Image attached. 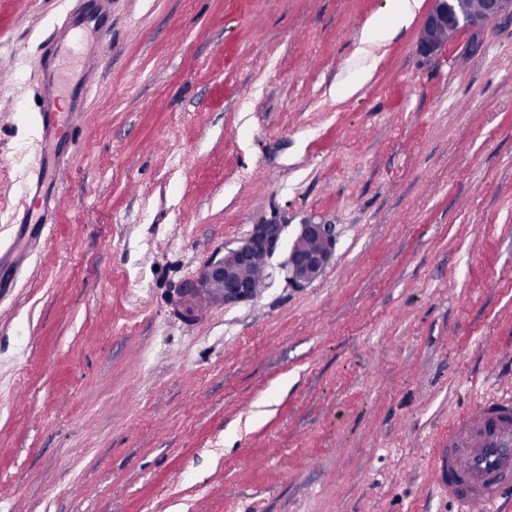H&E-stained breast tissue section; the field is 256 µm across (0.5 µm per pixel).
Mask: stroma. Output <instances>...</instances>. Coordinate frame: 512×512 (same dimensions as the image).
<instances>
[{
    "label": "stroma",
    "instance_id": "35a3bbf8",
    "mask_svg": "<svg viewBox=\"0 0 512 512\" xmlns=\"http://www.w3.org/2000/svg\"><path fill=\"white\" fill-rule=\"evenodd\" d=\"M389 0H0V512H455L448 428L512 384V19L436 58ZM95 14L78 32L73 14ZM94 72L66 157L50 43ZM336 227L303 288L300 224ZM285 227L255 298L184 287ZM63 112H55L53 99L48 96L45 100L43 112H40L38 134L42 141L52 142L56 137L59 127L65 125L71 139L73 128L62 119ZM33 210L28 205L23 206L22 214L19 219L14 223L16 228L15 240L24 244L23 249L19 250L13 246L4 249H0V264H13L15 267L20 268L29 254L35 250L37 246V238L30 237L26 238L27 229L30 224H33ZM304 240H316L320 245L316 249L297 248L296 244ZM335 244V225L300 224L286 262L288 282L303 288L318 279L333 259Z\"/></svg>",
    "mask_w": 512,
    "mask_h": 512
}]
</instances>
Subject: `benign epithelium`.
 <instances>
[{
  "instance_id": "1",
  "label": "benign epithelium",
  "mask_w": 512,
  "mask_h": 512,
  "mask_svg": "<svg viewBox=\"0 0 512 512\" xmlns=\"http://www.w3.org/2000/svg\"><path fill=\"white\" fill-rule=\"evenodd\" d=\"M455 2L431 0L417 33L422 55L441 52L465 29L512 17V0H478L472 13L458 11ZM284 230L283 224L256 225L241 245L212 259L199 278L187 285L184 293L189 302L226 304L253 298L261 284L256 270L279 249ZM335 244V225L311 221L300 225L286 262L288 282L302 288L318 279L333 259Z\"/></svg>"
}]
</instances>
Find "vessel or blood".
I'll list each match as a JSON object with an SVG mask.
<instances>
[{"label": "vessel or blood", "mask_w": 512, "mask_h": 512, "mask_svg": "<svg viewBox=\"0 0 512 512\" xmlns=\"http://www.w3.org/2000/svg\"><path fill=\"white\" fill-rule=\"evenodd\" d=\"M62 124L53 100H46L38 125L42 141H52ZM33 216L31 208H23L15 222L17 244L0 250V264L22 266L35 250L37 240L27 234ZM442 458L443 479L457 512H494L512 491V393L481 400L475 411L450 428Z\"/></svg>", "instance_id": "obj_1"}]
</instances>
